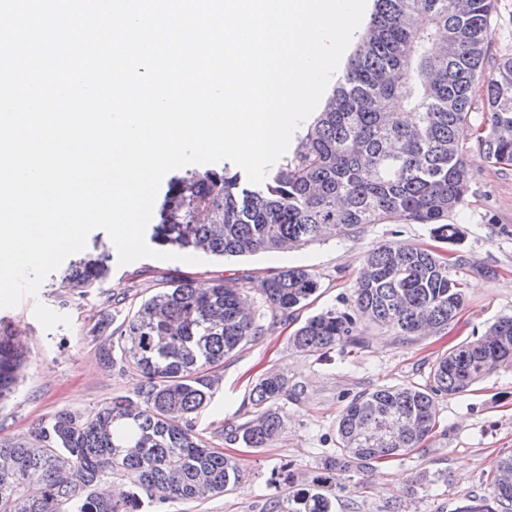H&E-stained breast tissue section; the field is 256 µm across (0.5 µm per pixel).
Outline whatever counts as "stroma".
Wrapping results in <instances>:
<instances>
[{
  "label": "stroma",
  "mask_w": 512,
  "mask_h": 512,
  "mask_svg": "<svg viewBox=\"0 0 512 512\" xmlns=\"http://www.w3.org/2000/svg\"><path fill=\"white\" fill-rule=\"evenodd\" d=\"M471 191L449 220L462 230L453 245L456 274L466 301L454 329L446 335L402 340L388 329L372 328L363 348L338 346L324 354L297 351L292 324H274L258 340L224 362L222 382L196 418L205 438L219 442L225 423L241 419L243 400L258 377L278 372L295 388L281 401L285 429L268 448L253 451L225 446L245 477L232 491L202 502L144 503L141 512H261L285 489L286 476L309 488L322 473L324 458L337 446V422L358 394L381 387L425 385L432 363L449 347L479 338L503 317H512V168L489 166L470 152ZM391 241L419 247L434 240L426 224L403 220L369 225L353 237H330L286 251L243 256H204L202 263L143 258L122 265L111 260L102 288L61 303L53 278L36 296L13 308H0V322L17 329L25 341L28 364L16 393L0 409V438H17L40 419L60 409L85 412L117 395H132L137 372L118 373L98 358L99 343L87 331L102 315L122 320L130 304L125 291L148 297L162 281L183 274L196 284L224 278L235 282L261 278L292 267L315 273L317 300L300 310L308 318L326 307L345 308L353 295L361 261L377 244ZM442 433L424 447L371 467L353 471L334 489V512H455L469 500L490 494L496 462L512 455V366L476 383L470 391L436 399Z\"/></svg>",
  "instance_id": "35a3bbf8"
}]
</instances>
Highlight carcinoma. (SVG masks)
<instances>
[{
	"label": "carcinoma",
	"instance_id": "obj_1",
	"mask_svg": "<svg viewBox=\"0 0 512 512\" xmlns=\"http://www.w3.org/2000/svg\"><path fill=\"white\" fill-rule=\"evenodd\" d=\"M376 0L360 45L324 110L261 184L229 164L171 177L151 225L161 247L215 256L300 248L327 234L350 236L369 224L401 219L432 225L440 243L462 235L448 214L465 203L470 151L512 167V56L490 55L497 0ZM482 114L476 120L473 114ZM108 255L93 250L62 271L61 287L86 295L108 274ZM447 255L384 242L362 259L350 303L327 308L294 332L303 353L338 345L364 347L366 326L405 340L450 327L465 304ZM319 278L296 267L250 284L214 282L200 290L172 275L117 326L98 356L119 372L135 369L134 396L89 412L59 410L17 439H0V512H140L156 504L198 502L233 489L244 477L238 459L204 440L196 415L219 384L224 358L258 340L271 324L295 321ZM260 298L266 307H254ZM17 330L0 323V402L17 389L27 361ZM501 318L472 341L448 349L424 386L364 392L337 422L338 447L323 461L336 476L419 448L435 431L439 395L464 393L512 365L495 340ZM295 395L288 378L270 373L252 386L241 422L224 425L227 444L267 448L284 430L279 403ZM391 424L370 443L368 428ZM496 512H512V456L491 482ZM324 484L285 493L262 512H333Z\"/></svg>",
	"mask_w": 512,
	"mask_h": 512
}]
</instances>
